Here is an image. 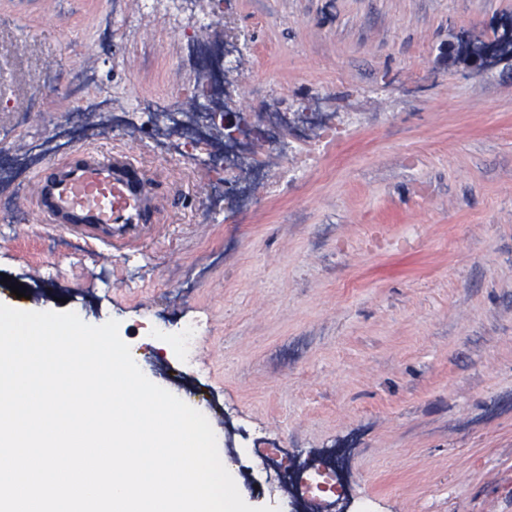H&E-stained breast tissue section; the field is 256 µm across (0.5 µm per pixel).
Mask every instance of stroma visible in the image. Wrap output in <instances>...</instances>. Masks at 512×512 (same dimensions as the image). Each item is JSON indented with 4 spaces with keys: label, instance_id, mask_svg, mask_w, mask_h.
I'll return each mask as SVG.
<instances>
[{
    "label": "stroma",
    "instance_id": "obj_1",
    "mask_svg": "<svg viewBox=\"0 0 512 512\" xmlns=\"http://www.w3.org/2000/svg\"><path fill=\"white\" fill-rule=\"evenodd\" d=\"M206 8L0 0V302L117 320L143 374L228 444L244 424L257 448L349 449V494L372 512H512V63L440 55L512 30V0H231L257 110L315 101L336 136L289 132L229 204L210 141L164 156L111 125L140 101L180 106ZM100 94L112 112L82 109ZM65 129L151 181L140 241L90 256L45 232L33 182ZM195 315L201 371L152 358L145 321Z\"/></svg>",
    "mask_w": 512,
    "mask_h": 512
}]
</instances>
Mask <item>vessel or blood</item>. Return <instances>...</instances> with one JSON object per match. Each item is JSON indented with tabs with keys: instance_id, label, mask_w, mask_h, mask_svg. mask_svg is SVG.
Instances as JSON below:
<instances>
[{
	"instance_id": "1",
	"label": "vessel or blood",
	"mask_w": 512,
	"mask_h": 512,
	"mask_svg": "<svg viewBox=\"0 0 512 512\" xmlns=\"http://www.w3.org/2000/svg\"><path fill=\"white\" fill-rule=\"evenodd\" d=\"M35 207L50 228L67 229L88 252L137 238L156 208L122 152L79 150L34 178Z\"/></svg>"
}]
</instances>
